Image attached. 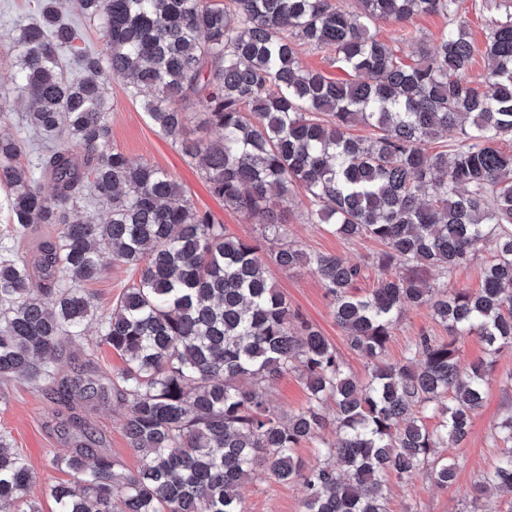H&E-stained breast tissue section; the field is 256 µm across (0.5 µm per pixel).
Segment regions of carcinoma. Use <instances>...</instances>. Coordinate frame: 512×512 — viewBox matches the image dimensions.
Returning <instances> with one entry per match:
<instances>
[{
  "mask_svg": "<svg viewBox=\"0 0 512 512\" xmlns=\"http://www.w3.org/2000/svg\"><path fill=\"white\" fill-rule=\"evenodd\" d=\"M73 2L105 51L86 48L63 0H36L35 17L3 44L27 109L0 111L10 221L0 237V377L51 392L63 429L76 431L71 452L52 458L73 476L50 489L54 512H114L118 502L122 512H245L240 488L261 475L301 484V512H389L390 480L421 468L448 488L457 463L430 455L467 439L492 373L490 361L462 362L458 343L512 348V152L499 147L512 137V5L495 4L475 82L464 0H355L349 10L333 0ZM423 14L448 18V29L432 49L402 35L417 45L412 64L372 28ZM305 46L350 79L303 68ZM115 79L132 98L150 92L151 125L214 198L262 225L261 238L228 233L165 170L110 146ZM194 119L219 137L186 136ZM358 125L370 135L352 134ZM448 130L460 135L454 152L430 150ZM300 194L305 223L381 243L375 264L399 273L362 295L360 265L288 240L286 212ZM486 247L482 287H448ZM105 253L139 277L98 315L83 285ZM271 264L320 278L368 377L292 310ZM423 306L448 337L423 335L402 359L383 360L405 308ZM92 321L125 367L103 375L87 361L60 374L58 358ZM290 370L307 401L282 415L265 385ZM112 397L128 407L125 433L141 456L131 474L77 412ZM328 428L333 441L321 438ZM313 441L321 460L308 465L297 451ZM494 442L474 490L512 505V415ZM29 490V463L1 434L0 512H42Z\"/></svg>",
  "mask_w": 512,
  "mask_h": 512,
  "instance_id": "1",
  "label": "carcinoma"
}]
</instances>
